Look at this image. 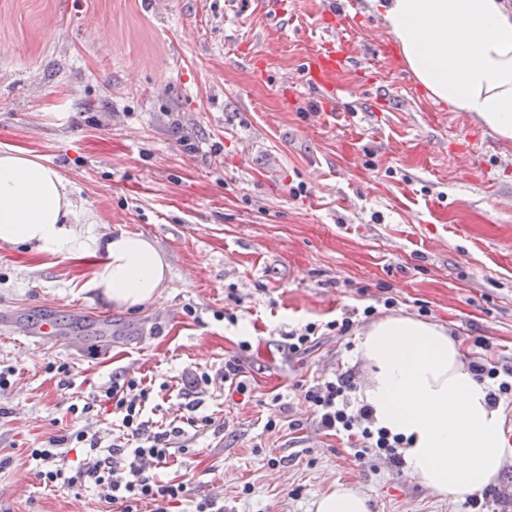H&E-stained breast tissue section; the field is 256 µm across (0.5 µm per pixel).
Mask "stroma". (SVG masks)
I'll return each mask as SVG.
<instances>
[{
	"instance_id": "1",
	"label": "stroma",
	"mask_w": 512,
	"mask_h": 512,
	"mask_svg": "<svg viewBox=\"0 0 512 512\" xmlns=\"http://www.w3.org/2000/svg\"><path fill=\"white\" fill-rule=\"evenodd\" d=\"M366 0H303L281 28L226 0H0V149L31 151L106 233L153 239L166 288L139 309L80 290L82 268L0 246V512H106L98 489L45 486L29 452L78 426L110 441L112 408L66 410L113 375L150 382L170 420L213 423L172 448L188 481L169 512H314L338 483L369 512H469L409 472L357 466L319 428L305 387L367 367L356 321L289 354V330L392 297L474 357L512 366V143L460 117L371 47ZM351 54L339 94L297 76L332 35ZM61 333L31 336L45 314ZM236 322H229V315ZM248 342L240 351V342ZM240 355L246 395L224 388ZM67 365L68 378L56 368ZM210 384H197L201 373ZM275 430H268V420Z\"/></svg>"
}]
</instances>
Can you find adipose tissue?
<instances>
[{
	"mask_svg": "<svg viewBox=\"0 0 512 512\" xmlns=\"http://www.w3.org/2000/svg\"><path fill=\"white\" fill-rule=\"evenodd\" d=\"M407 68L452 111L512 142V9L503 0H369ZM0 244L89 264L85 290L126 309L152 302L168 264L140 234L100 231L63 175L28 151H0ZM359 394L374 425L403 435L413 477L458 501L493 483L505 462L504 406L469 372L459 341L407 316L371 324Z\"/></svg>",
	"mask_w": 512,
	"mask_h": 512,
	"instance_id": "1",
	"label": "adipose tissue"
}]
</instances>
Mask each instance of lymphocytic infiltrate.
Returning <instances> with one entry per match:
<instances>
[{
    "instance_id": "lymphocytic-infiltrate-1",
    "label": "lymphocytic infiltrate",
    "mask_w": 512,
    "mask_h": 512,
    "mask_svg": "<svg viewBox=\"0 0 512 512\" xmlns=\"http://www.w3.org/2000/svg\"><path fill=\"white\" fill-rule=\"evenodd\" d=\"M377 309L372 305L361 310L352 308L326 325L311 322L303 330L289 331L287 349L292 354L306 351L323 329L340 337L346 336L352 330L356 316L370 318ZM474 345L481 348L482 354L470 361V373L477 381L491 383L489 401L492 405L504 402L511 406L512 368L499 366L484 355L483 350L488 346L484 338H476ZM355 388L353 374L345 372L338 374L336 379L316 382L305 391L304 399L322 428L347 437L358 466L372 468L382 461L396 470H403V436L375 427L368 406H353L350 394ZM149 399L150 390L142 382L133 378L124 382L115 379L102 394L92 395L83 405H69L67 411L76 420L91 412L98 403L111 405L123 428V437L106 448L102 447L99 436L82 429L51 438L46 447L30 451L31 459L38 463L39 477L46 483L67 488L94 484L101 489L104 501L117 506L119 512H138L144 503L152 504L154 512H168L169 503L187 495L188 484L184 481L165 482L147 475L144 463L150 460L156 465H165L172 445L186 437L188 428L211 425L212 419L191 417L186 426L172 425L153 433L143 418ZM70 441L88 447L83 463L75 470L68 465L66 444Z\"/></svg>"
}]
</instances>
